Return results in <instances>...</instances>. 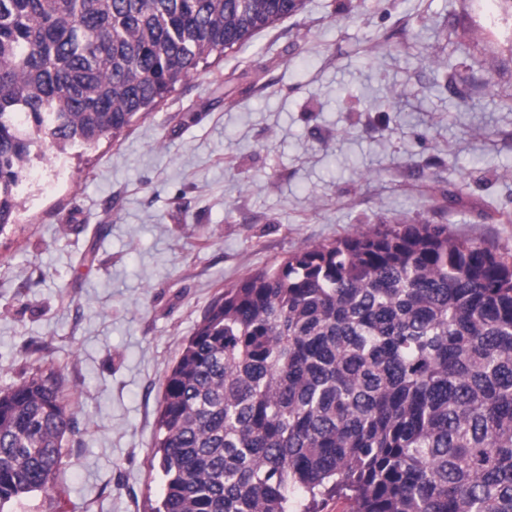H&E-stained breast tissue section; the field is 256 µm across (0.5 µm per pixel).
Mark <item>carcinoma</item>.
Wrapping results in <instances>:
<instances>
[{
	"label": "carcinoma",
	"mask_w": 512,
	"mask_h": 512,
	"mask_svg": "<svg viewBox=\"0 0 512 512\" xmlns=\"http://www.w3.org/2000/svg\"><path fill=\"white\" fill-rule=\"evenodd\" d=\"M294 0H0V233L47 145L118 139ZM55 371L0 392V512L46 492ZM156 512H512V253L378 224L224 289L166 374Z\"/></svg>",
	"instance_id": "obj_1"
}]
</instances>
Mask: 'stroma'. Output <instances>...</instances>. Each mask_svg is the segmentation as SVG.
Listing matches in <instances>:
<instances>
[{
    "label": "stroma",
    "mask_w": 512,
    "mask_h": 512,
    "mask_svg": "<svg viewBox=\"0 0 512 512\" xmlns=\"http://www.w3.org/2000/svg\"><path fill=\"white\" fill-rule=\"evenodd\" d=\"M26 183L0 390L61 370L74 430L10 512H151L165 372L224 288L396 218L512 252V0H304Z\"/></svg>",
    "instance_id": "obj_1"
}]
</instances>
